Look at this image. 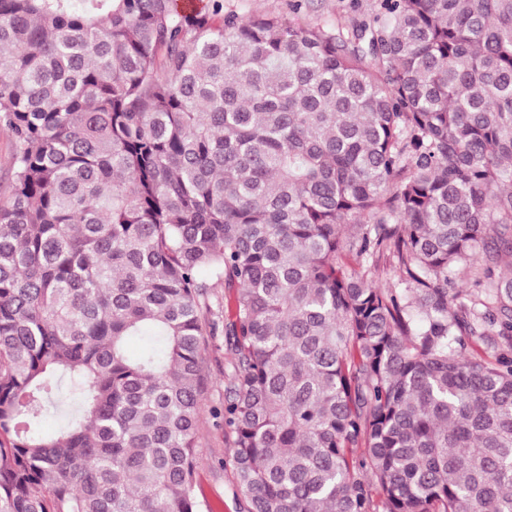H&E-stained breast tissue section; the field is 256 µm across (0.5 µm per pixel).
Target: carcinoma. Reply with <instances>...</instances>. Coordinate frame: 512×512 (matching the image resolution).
<instances>
[{"instance_id": "obj_1", "label": "carcinoma", "mask_w": 512, "mask_h": 512, "mask_svg": "<svg viewBox=\"0 0 512 512\" xmlns=\"http://www.w3.org/2000/svg\"><path fill=\"white\" fill-rule=\"evenodd\" d=\"M0 125V512H202L219 287L246 512H512V0H0ZM294 1L297 0H224V12L233 10L243 17L275 13L293 18L290 5ZM301 22L346 25L351 20L368 19L381 0H302Z\"/></svg>"}]
</instances>
